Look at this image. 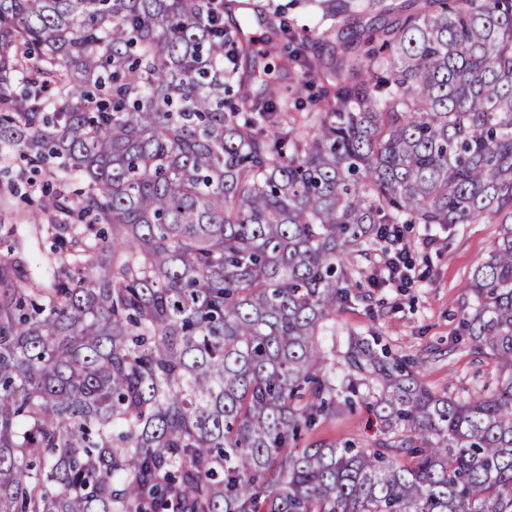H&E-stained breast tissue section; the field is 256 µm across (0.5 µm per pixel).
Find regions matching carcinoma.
<instances>
[{
	"mask_svg": "<svg viewBox=\"0 0 512 512\" xmlns=\"http://www.w3.org/2000/svg\"><path fill=\"white\" fill-rule=\"evenodd\" d=\"M312 2L315 33L274 0H0L7 190L55 182L49 252L0 224V512H512V224L463 319L490 393L318 346L350 255L512 210V0H425L363 53L357 19L394 7ZM236 7L299 49L226 29ZM273 55L304 67L297 119ZM338 376L383 437L299 446Z\"/></svg>",
	"mask_w": 512,
	"mask_h": 512,
	"instance_id": "carcinoma-1",
	"label": "carcinoma"
}]
</instances>
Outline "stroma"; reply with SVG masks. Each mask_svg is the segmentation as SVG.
<instances>
[{
	"label": "stroma",
	"instance_id": "35a3bbf8",
	"mask_svg": "<svg viewBox=\"0 0 512 512\" xmlns=\"http://www.w3.org/2000/svg\"><path fill=\"white\" fill-rule=\"evenodd\" d=\"M44 181V176H32L14 195L0 197V223H29ZM507 219L503 212L472 224L405 225L402 241L415 265V281L408 288L372 281L381 253L370 246L367 256L353 260L351 297L336 313L335 335L323 338L325 350L340 353L352 341L376 336L390 352L417 360L418 379L435 393L468 400L490 392L497 380L495 363L475 353L461 321L473 304L471 273L493 248ZM381 436L379 423L360 402L341 407L336 417L304 433L302 441L335 445L351 439L370 446Z\"/></svg>",
	"mask_w": 512,
	"mask_h": 512
}]
</instances>
